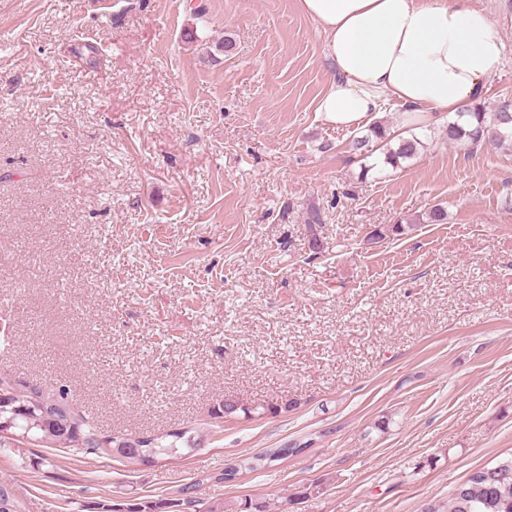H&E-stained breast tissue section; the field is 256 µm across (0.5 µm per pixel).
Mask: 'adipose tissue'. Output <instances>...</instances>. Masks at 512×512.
<instances>
[{
	"instance_id": "obj_1",
	"label": "adipose tissue",
	"mask_w": 512,
	"mask_h": 512,
	"mask_svg": "<svg viewBox=\"0 0 512 512\" xmlns=\"http://www.w3.org/2000/svg\"><path fill=\"white\" fill-rule=\"evenodd\" d=\"M326 35L330 77L316 110L353 130L388 105L409 123L465 112L482 98L506 45L471 0H298Z\"/></svg>"
}]
</instances>
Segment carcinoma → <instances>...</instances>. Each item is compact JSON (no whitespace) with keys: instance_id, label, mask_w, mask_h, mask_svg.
Segmentation results:
<instances>
[{"instance_id":"carcinoma-1","label":"carcinoma","mask_w":512,"mask_h":512,"mask_svg":"<svg viewBox=\"0 0 512 512\" xmlns=\"http://www.w3.org/2000/svg\"><path fill=\"white\" fill-rule=\"evenodd\" d=\"M427 125L415 124L389 136L385 127L374 122L367 132L353 138V148L362 159H373L364 171H379L417 158L428 145ZM442 142L475 147L489 144L512 147V115L504 105L490 109L477 102L468 112H459L448 121L439 134ZM447 211L434 206L415 219L387 225L373 231V239L382 241L402 237L415 224H444ZM191 430L182 428L163 435L148 437L128 434H106L86 410L70 399L63 385L45 382L30 389L5 369H0V447L23 448L29 445L44 448L78 449L103 456L120 457L131 464H155L167 457L193 450ZM297 453V448H275L266 459L249 457L243 470L267 469L281 460L285 453ZM177 501L168 499L130 503L126 512H171ZM427 512H512V458L492 467L474 470L466 481L456 486L448 499V510L433 505Z\"/></svg>"}]
</instances>
